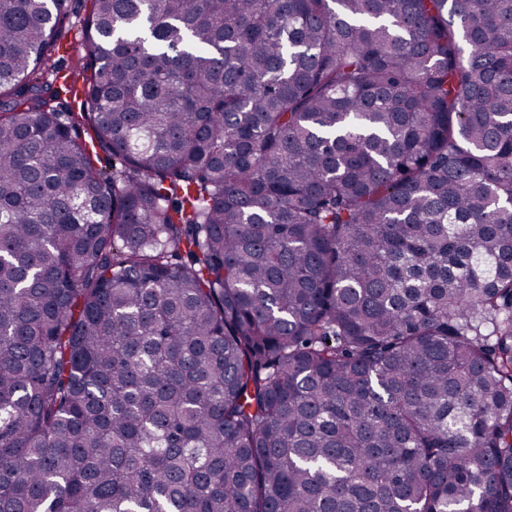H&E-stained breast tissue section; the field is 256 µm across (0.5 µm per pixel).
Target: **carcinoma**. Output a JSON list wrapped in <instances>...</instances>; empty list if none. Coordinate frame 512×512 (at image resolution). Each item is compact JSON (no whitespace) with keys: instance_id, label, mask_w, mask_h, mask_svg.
<instances>
[{"instance_id":"1","label":"carcinoma","mask_w":512,"mask_h":512,"mask_svg":"<svg viewBox=\"0 0 512 512\" xmlns=\"http://www.w3.org/2000/svg\"><path fill=\"white\" fill-rule=\"evenodd\" d=\"M91 4L63 112L0 0V512H512V0Z\"/></svg>"}]
</instances>
